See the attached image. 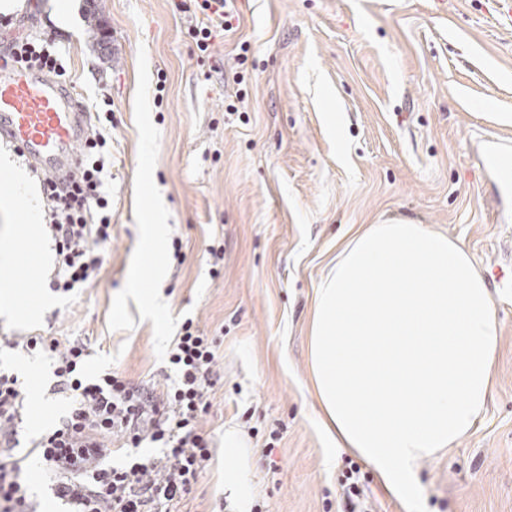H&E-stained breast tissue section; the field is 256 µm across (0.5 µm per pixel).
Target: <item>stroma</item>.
<instances>
[{
  "mask_svg": "<svg viewBox=\"0 0 512 512\" xmlns=\"http://www.w3.org/2000/svg\"><path fill=\"white\" fill-rule=\"evenodd\" d=\"M59 4L71 26L56 23ZM235 5L242 24L215 40L224 72L209 82L169 0H27L13 13L56 36L87 106L112 95V245L97 284L51 291L34 268L54 243L40 237L15 258L29 201L0 169L11 198L0 209V338L86 339L88 374L161 386L185 319L216 337L221 378L204 424L215 452L188 512H338L354 465L374 512H512V194L496 200L478 159L487 141L512 138V30L492 20L494 0ZM389 220L462 240L501 322L482 421L422 459L405 493L325 438L308 362L327 264L350 232ZM211 246L224 250L216 268ZM0 367L24 387L31 444L70 401L49 393L46 353L0 348ZM230 430L242 440L235 464Z\"/></svg>",
  "mask_w": 512,
  "mask_h": 512,
  "instance_id": "35a3bbf8",
  "label": "stroma"
}]
</instances>
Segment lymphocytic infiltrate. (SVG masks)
Returning a JSON list of instances; mask_svg holds the SVG:
<instances>
[{
  "label": "lymphocytic infiltrate",
  "mask_w": 512,
  "mask_h": 512,
  "mask_svg": "<svg viewBox=\"0 0 512 512\" xmlns=\"http://www.w3.org/2000/svg\"><path fill=\"white\" fill-rule=\"evenodd\" d=\"M176 13L188 17V33L205 79L221 72L214 55L217 37L234 32L239 14L234 0H172ZM0 62L36 65L64 76L65 67L53 35L19 34L11 39ZM76 179L59 186L43 181L47 224L55 242L56 265L49 283L65 295L97 281L112 244V198L107 179L112 167V137L92 128L80 149ZM215 338L185 319L168 353L175 371L163 388L130 383L117 372L90 377L84 365L86 343L63 344L53 336H22L13 347L49 352L54 359L52 393L71 398L68 413L30 450L48 474L52 494L69 512H181L213 448L203 419L209 396L219 379ZM24 395L15 374L0 371V512H37L23 466L14 450L19 445ZM139 448L160 444L158 457L136 458L116 466L112 442Z\"/></svg>",
  "instance_id": "lymphocytic-infiltrate-1"
}]
</instances>
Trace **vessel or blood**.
<instances>
[{"label":"vessel or blood","mask_w":512,"mask_h":512,"mask_svg":"<svg viewBox=\"0 0 512 512\" xmlns=\"http://www.w3.org/2000/svg\"><path fill=\"white\" fill-rule=\"evenodd\" d=\"M91 115L78 92L46 71L0 65V140L11 143L42 178L59 183L75 175L79 146ZM486 166L512 168V142L496 141L481 153Z\"/></svg>","instance_id":"1"}]
</instances>
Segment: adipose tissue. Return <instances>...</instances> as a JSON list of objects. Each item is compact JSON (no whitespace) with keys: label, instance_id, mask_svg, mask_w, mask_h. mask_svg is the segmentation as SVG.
<instances>
[{"label":"adipose tissue","instance_id":"1","mask_svg":"<svg viewBox=\"0 0 512 512\" xmlns=\"http://www.w3.org/2000/svg\"><path fill=\"white\" fill-rule=\"evenodd\" d=\"M500 331L463 241L425 224L358 229L313 294L309 360L327 438L406 489L420 459L483 416Z\"/></svg>","mask_w":512,"mask_h":512}]
</instances>
